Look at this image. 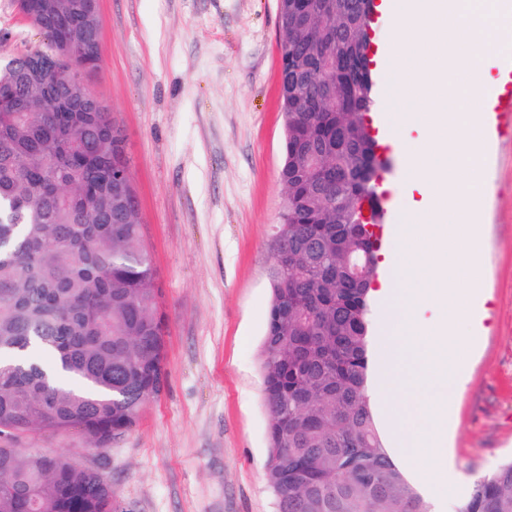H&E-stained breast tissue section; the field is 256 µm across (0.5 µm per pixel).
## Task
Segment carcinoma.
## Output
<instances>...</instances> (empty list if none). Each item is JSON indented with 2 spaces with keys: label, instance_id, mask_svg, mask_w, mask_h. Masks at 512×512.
<instances>
[{
  "label": "carcinoma",
  "instance_id": "1",
  "mask_svg": "<svg viewBox=\"0 0 512 512\" xmlns=\"http://www.w3.org/2000/svg\"><path fill=\"white\" fill-rule=\"evenodd\" d=\"M280 182L288 267L271 266L262 348L267 480L283 512H431L392 460L368 393L369 291L379 264V188L389 160L367 116L372 0H284ZM27 19L55 55L57 25ZM0 68V512H120L106 477L24 436L79 430L107 448L166 379L160 288L139 221L116 218L131 169L110 112H51L64 86ZM372 258L364 280L350 259ZM458 512H512V460L477 479Z\"/></svg>",
  "mask_w": 512,
  "mask_h": 512
}]
</instances>
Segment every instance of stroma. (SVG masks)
<instances>
[{
	"label": "stroma",
	"mask_w": 512,
	"mask_h": 512,
	"mask_svg": "<svg viewBox=\"0 0 512 512\" xmlns=\"http://www.w3.org/2000/svg\"><path fill=\"white\" fill-rule=\"evenodd\" d=\"M0 0V64L43 45ZM88 82L126 138L166 315V384L105 449L77 431L24 440L102 471L122 512H277L261 350L285 197L277 0H101ZM382 192L409 207L403 154ZM477 273L486 301L455 395L457 501L512 460V128L490 133Z\"/></svg>",
	"instance_id": "1"
}]
</instances>
